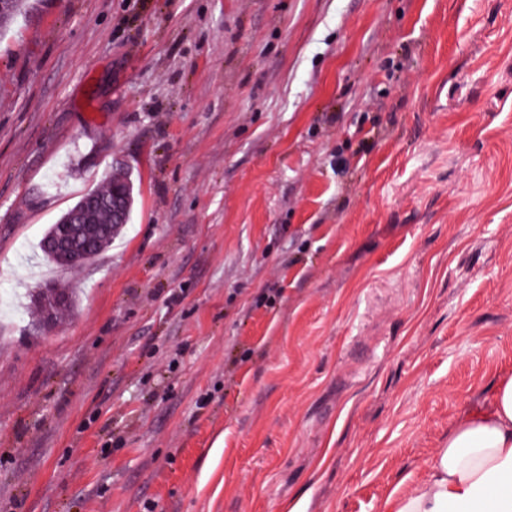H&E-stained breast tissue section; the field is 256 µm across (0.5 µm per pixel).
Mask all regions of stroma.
<instances>
[{
	"instance_id": "stroma-1",
	"label": "stroma",
	"mask_w": 512,
	"mask_h": 512,
	"mask_svg": "<svg viewBox=\"0 0 512 512\" xmlns=\"http://www.w3.org/2000/svg\"><path fill=\"white\" fill-rule=\"evenodd\" d=\"M118 166L130 222L44 262ZM506 376L512 0H26L0 32V512H382ZM52 287L53 288L51 290H52L53 295L64 296V297L68 298L70 300V304H68V305L59 304L58 301L56 300V297H54L53 295L40 297V298L36 297L33 293L36 288L32 289V291L29 293V301H30L31 307L34 308V310L37 314V317H38V321L40 323H42V321L46 317H51L56 324L60 320V318L65 313L69 312L72 308L73 294H74L73 290H63L60 288H55L54 286H52ZM54 322L51 319H47L43 323L44 329L53 328L55 325Z\"/></svg>"
}]
</instances>
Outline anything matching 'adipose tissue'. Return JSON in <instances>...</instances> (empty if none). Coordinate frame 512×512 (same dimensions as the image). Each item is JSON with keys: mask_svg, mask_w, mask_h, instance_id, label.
<instances>
[{"mask_svg": "<svg viewBox=\"0 0 512 512\" xmlns=\"http://www.w3.org/2000/svg\"><path fill=\"white\" fill-rule=\"evenodd\" d=\"M386 512H512V377L491 410L456 422L428 475L389 496Z\"/></svg>", "mask_w": 512, "mask_h": 512, "instance_id": "adipose-tissue-1", "label": "adipose tissue"}]
</instances>
